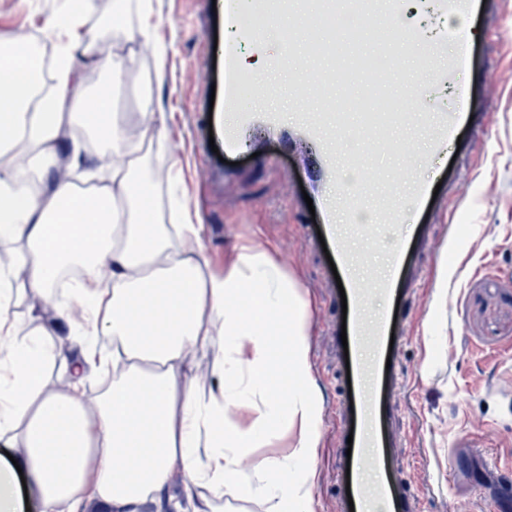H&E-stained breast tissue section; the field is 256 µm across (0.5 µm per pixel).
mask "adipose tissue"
I'll use <instances>...</instances> for the list:
<instances>
[{
  "mask_svg": "<svg viewBox=\"0 0 512 512\" xmlns=\"http://www.w3.org/2000/svg\"><path fill=\"white\" fill-rule=\"evenodd\" d=\"M48 19L65 33L54 94L28 109L39 61L23 37L0 40V248L14 253L24 287L49 297L59 272L78 268L62 312L83 337L63 359L41 329L12 311L10 274L0 270V445L20 449L0 462V512H140L148 502L181 512L168 493L175 475L185 495L265 497L271 512H314L311 460L320 444L308 345L310 302L296 277L255 238L241 239L223 273L201 246V225L160 224L150 181L129 167L139 149L113 109L112 92L87 95L74 61L113 74L122 58L70 33L90 9ZM112 155L108 185L80 192L84 136ZM36 150L46 172L28 184L19 156ZM112 339V355L93 347ZM211 353L206 373L185 371L195 351ZM70 374L47 391L58 361ZM112 382L96 405L86 386ZM292 433L291 451L256 459L255 449Z\"/></svg>",
  "mask_w": 512,
  "mask_h": 512,
  "instance_id": "1",
  "label": "adipose tissue"
}]
</instances>
